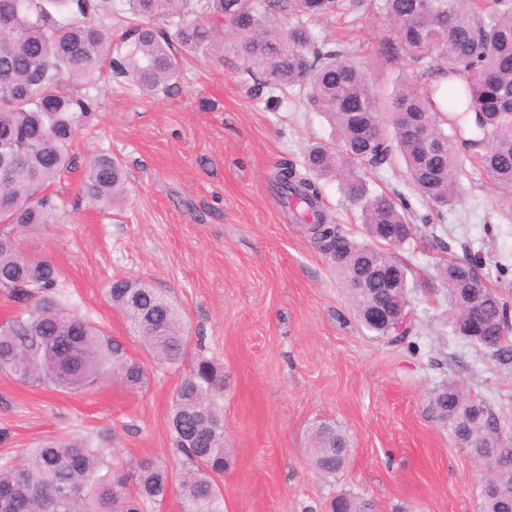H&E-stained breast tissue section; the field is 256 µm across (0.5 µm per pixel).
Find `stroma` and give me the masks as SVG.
Wrapping results in <instances>:
<instances>
[{
  "instance_id": "stroma-1",
  "label": "stroma",
  "mask_w": 512,
  "mask_h": 512,
  "mask_svg": "<svg viewBox=\"0 0 512 512\" xmlns=\"http://www.w3.org/2000/svg\"><path fill=\"white\" fill-rule=\"evenodd\" d=\"M379 0L362 21L312 23L317 40L338 39L381 93L412 70L394 53ZM255 82L224 32L223 53L190 59L167 94H142L127 82L102 85L99 105L77 137L74 164L54 186L58 223L27 232L26 253L49 259L76 311L142 352L112 306L113 280H144L185 314L191 345L176 369L149 367L132 390L102 378L57 391L24 386L0 373V457H21L43 437L110 431L112 461L151 458L167 466L171 488L147 512H184L173 448V394L198 356L223 367L224 435L230 466L221 481L224 512H326L347 491L371 512H477L488 469L456 444L430 406L454 380L485 399L512 445V362L454 335L438 271L477 259L489 287L512 300V223L487 179H463L446 224L418 227L396 253L409 269L410 308L420 351L374 337L357 322L333 264L300 220L286 215L272 183L281 162L300 163L307 145L329 140L324 117L304 93L283 100L254 93ZM108 153L125 166L122 200L92 207L82 193L89 157ZM378 191L402 192L416 213L426 202L401 161L369 171ZM439 235L450 251L432 248ZM332 422L353 449L336 477H319L306 448L312 429Z\"/></svg>"
}]
</instances>
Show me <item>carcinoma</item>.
I'll list each match as a JSON object with an SVG mask.
<instances>
[{"label":"carcinoma","mask_w":512,"mask_h":512,"mask_svg":"<svg viewBox=\"0 0 512 512\" xmlns=\"http://www.w3.org/2000/svg\"><path fill=\"white\" fill-rule=\"evenodd\" d=\"M362 0H126L138 23L113 42L117 13L112 0H0V139L14 151L0 154V290L25 306L0 321V372L33 386L88 387L105 376L140 388L146 363L122 343L70 307L58 288V271L47 259L25 254L20 236L58 222L59 202L47 189L67 170L78 130L97 98L100 79L123 77L141 92L170 91L189 54L224 49V26L233 29L245 69L272 91L298 87L309 110L333 129L330 141L307 148L301 165L278 167L274 186L316 211L307 228L311 241L340 273L361 326L379 338L408 342L416 327L401 330L371 320L391 296L407 293L408 269L394 249L409 241L416 225L397 192H374L368 169L399 157L408 178L428 202L424 224L445 222L467 175L458 146L476 151V168L509 202L502 217L512 223V0H382L393 41L424 82L401 81L382 100L367 72L334 42H317L309 24L356 9ZM288 17L285 32L270 16ZM167 25L160 27L156 20ZM474 113L470 131L450 122L461 102ZM391 114L383 123L381 110ZM120 162L98 154L87 162L83 192L101 210L112 208L125 188ZM336 181L359 211L368 242L358 243L321 211L324 183ZM392 274L393 287L367 280L369 269ZM448 288L453 332L512 361V303L491 288L476 260L450 262L439 272ZM109 297L126 318L147 359L177 368L189 347L183 313L147 281L118 279ZM483 319L468 322L473 302ZM224 373L200 358L173 395L172 444L192 469L182 481L190 512H224L218 479L229 459L224 448V413L217 397ZM455 382L431 400L455 441L483 445V461L494 469L493 489L479 495L478 512H512V475L496 470L500 427L482 400L477 406ZM110 436L73 434L44 438L20 460L0 459V512H145L163 502L169 472L151 459L114 466ZM348 437L330 423L319 425L308 450L313 470L324 478L344 470ZM368 503L347 494L330 500L329 512H367Z\"/></svg>","instance_id":"1"}]
</instances>
